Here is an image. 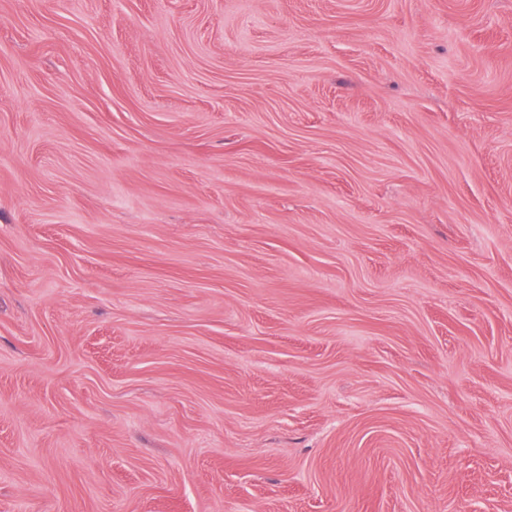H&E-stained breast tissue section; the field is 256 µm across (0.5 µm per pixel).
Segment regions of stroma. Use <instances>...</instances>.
Instances as JSON below:
<instances>
[{"instance_id":"35a3bbf8","label":"stroma","mask_w":512,"mask_h":512,"mask_svg":"<svg viewBox=\"0 0 512 512\" xmlns=\"http://www.w3.org/2000/svg\"><path fill=\"white\" fill-rule=\"evenodd\" d=\"M0 512H512V0H0Z\"/></svg>"}]
</instances>
